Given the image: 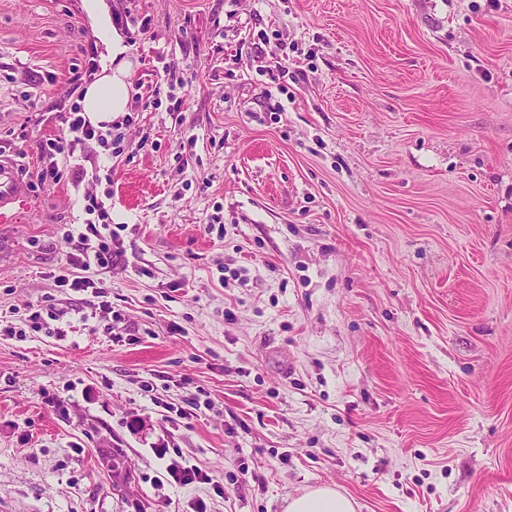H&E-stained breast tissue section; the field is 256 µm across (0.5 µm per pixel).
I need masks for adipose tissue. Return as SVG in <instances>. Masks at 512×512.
<instances>
[{"label":"adipose tissue","instance_id":"1","mask_svg":"<svg viewBox=\"0 0 512 512\" xmlns=\"http://www.w3.org/2000/svg\"><path fill=\"white\" fill-rule=\"evenodd\" d=\"M106 55L101 72L86 86L82 107L93 125L109 124L127 112L133 62L119 30L101 36ZM354 501L329 485H318L289 500L286 512H355Z\"/></svg>","mask_w":512,"mask_h":512}]
</instances>
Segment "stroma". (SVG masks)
Wrapping results in <instances>:
<instances>
[{
	"label": "stroma",
	"mask_w": 512,
	"mask_h": 512,
	"mask_svg": "<svg viewBox=\"0 0 512 512\" xmlns=\"http://www.w3.org/2000/svg\"><path fill=\"white\" fill-rule=\"evenodd\" d=\"M106 5L148 22L125 150L76 146L108 177L0 224V318L65 311L64 336L0 335V512H285L322 484L512 512V0ZM104 52L82 0H0L22 184ZM88 192L122 227L108 310L52 278ZM163 477L173 485L188 486L191 484H209L211 479L207 472L196 466L169 464Z\"/></svg>",
	"instance_id": "1"
}]
</instances>
